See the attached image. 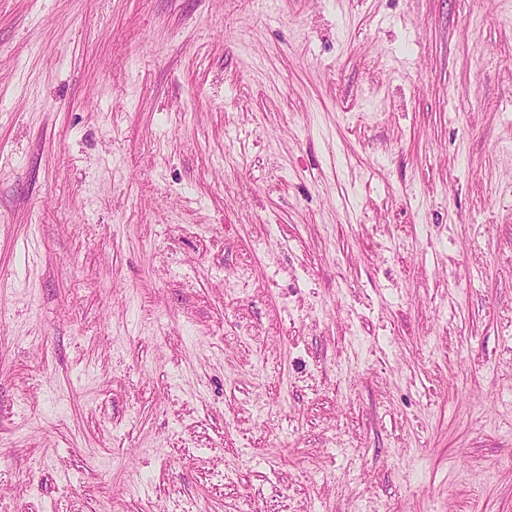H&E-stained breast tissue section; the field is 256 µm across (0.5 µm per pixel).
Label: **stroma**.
Listing matches in <instances>:
<instances>
[{"instance_id":"35a3bbf8","label":"stroma","mask_w":512,"mask_h":512,"mask_svg":"<svg viewBox=\"0 0 512 512\" xmlns=\"http://www.w3.org/2000/svg\"><path fill=\"white\" fill-rule=\"evenodd\" d=\"M0 512H512V0H0Z\"/></svg>"}]
</instances>
